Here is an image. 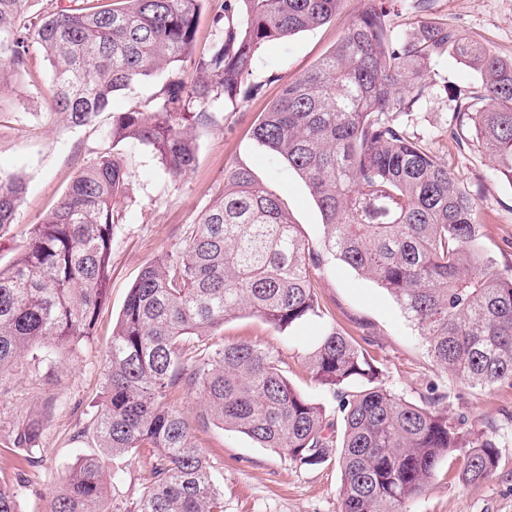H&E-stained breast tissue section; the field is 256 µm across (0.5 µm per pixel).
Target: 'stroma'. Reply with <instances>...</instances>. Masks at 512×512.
Masks as SVG:
<instances>
[{
  "mask_svg": "<svg viewBox=\"0 0 512 512\" xmlns=\"http://www.w3.org/2000/svg\"><path fill=\"white\" fill-rule=\"evenodd\" d=\"M366 7V0H344L321 27L262 46L252 72L253 80L264 84L261 95L235 110H216L213 125L197 135L196 163L184 177H171L145 145L130 142L118 147L129 194L119 201L124 220L114 230L109 297L94 335L79 348L60 354L50 367L24 357L0 381V486L16 491L21 512H46L69 468L94 448L92 436L80 438L76 432L93 415L91 405L100 395L112 328L128 292L141 270L179 243L223 192L226 173L249 167L258 181L279 194L305 237L314 243L321 240L322 217L308 187L280 157L255 142L252 125L279 96L283 82L310 70ZM422 21L447 23L512 60V0H431L425 12L412 9L408 0H397L391 14L396 34ZM28 71L21 81L0 85V172L19 174L27 184L14 223L0 230L4 266L14 258L30 226L57 203L80 169L108 147L113 114L148 109L156 91L151 81L117 91L95 124L71 128L49 113V66L35 42L29 46ZM427 80L434 94L415 113L410 131L425 137L461 187L477 195L483 245L498 268L510 273L512 185L473 146L468 130H459L456 138L451 135L456 104L445 90L472 87L478 79L448 54L433 65ZM316 281L323 307L370 351L387 387L417 404L430 387H438L448 395L449 415L468 417L477 427H493L500 434V464L492 477L476 485H459L453 480L455 462L445 460L433 488L413 502L411 512H512V388L476 391L456 386L430 362L396 303L342 262L327 260ZM322 328V321L315 318L280 331L243 314L225 322L210 341H248L276 349L291 382L330 411L334 398L318 389L303 360ZM32 413L41 414L45 428L27 461L15 453L12 439L15 427ZM196 436L224 493V512H339L341 474L335 462L301 468L245 435L211 424L198 427Z\"/></svg>",
  "mask_w": 512,
  "mask_h": 512,
  "instance_id": "35a3bbf8",
  "label": "stroma"
}]
</instances>
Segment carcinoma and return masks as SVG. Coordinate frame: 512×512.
<instances>
[{"label": "carcinoma", "mask_w": 512, "mask_h": 512, "mask_svg": "<svg viewBox=\"0 0 512 512\" xmlns=\"http://www.w3.org/2000/svg\"><path fill=\"white\" fill-rule=\"evenodd\" d=\"M28 2L0 0V84L23 78L35 39L51 67L50 110L70 127L95 121L114 92L192 62L193 84H162L150 111L119 112L109 130L112 147L147 145L176 178L194 167L196 131L211 125L213 103L234 108L259 92L251 76L262 45L323 25L342 0H224L211 19L220 38L198 55L205 0H115L32 15ZM394 2L370 0L252 127L307 184L322 241L309 243L249 168L232 169L190 234L130 289L89 425L95 451L78 459L48 512H224L195 441L196 426L210 423L299 467L338 460L340 512H409L450 456L462 486L497 471L495 430L448 416L446 394L433 390L419 405L386 387L369 351L324 319L316 291V272L338 259L393 299L442 372L471 389L512 388V273L483 249L478 199L400 120L429 98L427 73L452 53L481 78L457 100L455 120L512 184V60L446 26L398 36ZM24 192L20 176L0 175V228L14 222ZM125 193L121 160L100 153L0 267V377L33 350L51 363L93 336ZM242 313L278 330L324 320L304 363L336 399L341 430L291 383L275 350L201 342ZM185 393L204 404L194 422L178 405ZM42 431L41 416H26L13 447L32 454ZM143 449L150 469L137 496L111 499L107 460Z\"/></svg>", "instance_id": "obj_1"}]
</instances>
